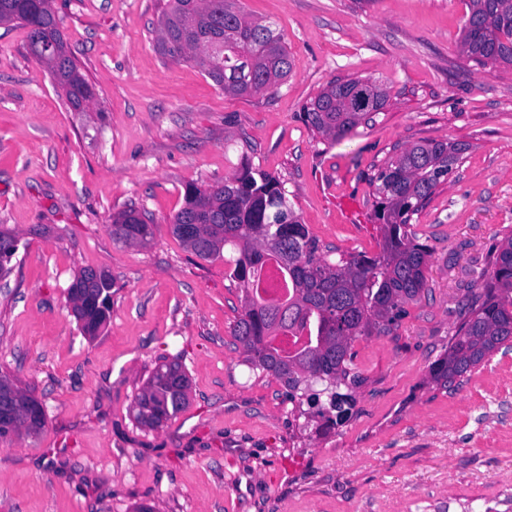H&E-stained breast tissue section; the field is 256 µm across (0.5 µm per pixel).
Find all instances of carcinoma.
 Here are the masks:
<instances>
[{
    "label": "carcinoma",
    "instance_id": "carcinoma-1",
    "mask_svg": "<svg viewBox=\"0 0 512 512\" xmlns=\"http://www.w3.org/2000/svg\"><path fill=\"white\" fill-rule=\"evenodd\" d=\"M19 22L28 28L30 53L40 62V42L58 47L59 61L49 74L74 111L96 98L95 88L80 73L67 49L61 19L52 0H0V23ZM160 42L175 61H196L224 92L247 97L262 93L288 77V46L272 25L250 17L238 0H168L162 16ZM460 52L482 67H512V0H469L461 29ZM387 101L383 85L369 78H351L325 87L307 106L305 121L317 134L337 141ZM460 153L456 159L448 148ZM467 146L448 140L415 143L378 171L372 179L380 221V250L369 256L353 254L335 262L327 259L319 241L288 201L275 177L244 161L222 183L194 186L185 206L174 216L173 233L198 258L222 260L242 293V311L232 335L255 368L279 379L290 389L309 380L326 383L334 424L349 418L353 372V342L361 336H390L405 304L417 300L427 286L430 249L409 230L412 216L448 172L463 162ZM146 214L129 209L112 221V238L145 245L152 238ZM19 239L0 225V277ZM280 269L287 290L269 299L259 291L260 271ZM481 291L463 307L461 323L448 350L433 368V380L453 390L486 358L512 349V238L497 251L492 270L481 275ZM113 279L102 269L86 267L68 289V301L82 332L96 336L110 319ZM189 401V377L181 362L159 364L136 396L138 424L158 428ZM0 438L24 431L37 434L45 413L27 390L0 373Z\"/></svg>",
    "mask_w": 512,
    "mask_h": 512
}]
</instances>
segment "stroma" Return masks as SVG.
I'll return each mask as SVG.
<instances>
[{
	"mask_svg": "<svg viewBox=\"0 0 512 512\" xmlns=\"http://www.w3.org/2000/svg\"><path fill=\"white\" fill-rule=\"evenodd\" d=\"M288 45L286 80L224 93L158 47L166 0H53L97 97L70 110L27 30L0 25V225L20 239L0 279V372L41 402L39 435L0 438V512H512V350L457 390L431 368L512 236V68L459 51L468 0H240ZM377 80L388 102L348 136L313 134L304 111L328 83ZM466 144L411 229L432 257L395 335L353 344L364 382L331 430L298 392L234 343L241 292L223 262L172 232L189 188L242 161L279 179L330 259L379 250L371 179L405 147ZM145 210L144 246L113 240ZM115 282L107 326L84 336L68 288L85 267ZM182 362L189 402L157 429L134 398L157 364ZM112 238L129 245H146L152 238V225L145 212L129 209L118 213L112 221Z\"/></svg>",
	"mask_w": 512,
	"mask_h": 512,
	"instance_id": "1",
	"label": "stroma"
}]
</instances>
